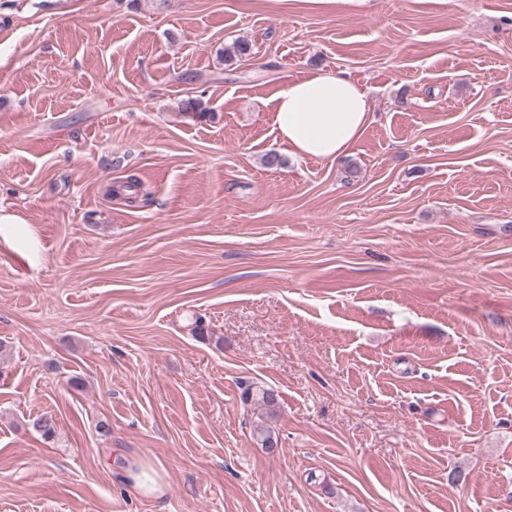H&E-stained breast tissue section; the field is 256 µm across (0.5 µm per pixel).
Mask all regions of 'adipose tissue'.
I'll use <instances>...</instances> for the list:
<instances>
[{"label": "adipose tissue", "instance_id": "adipose-tissue-1", "mask_svg": "<svg viewBox=\"0 0 512 512\" xmlns=\"http://www.w3.org/2000/svg\"><path fill=\"white\" fill-rule=\"evenodd\" d=\"M373 121L364 89L345 73L317 69L274 98L273 125L290 154L334 162L351 154ZM0 242L34 262L39 241L18 215L0 210Z\"/></svg>", "mask_w": 512, "mask_h": 512}]
</instances>
